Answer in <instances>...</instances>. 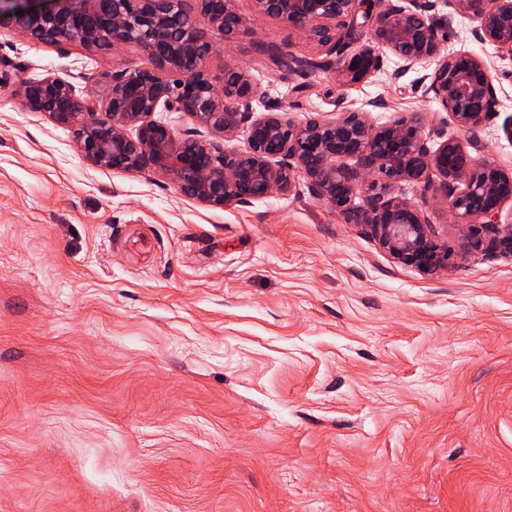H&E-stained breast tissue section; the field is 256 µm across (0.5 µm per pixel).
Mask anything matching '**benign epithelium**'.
Returning <instances> with one entry per match:
<instances>
[{
    "instance_id": "1",
    "label": "benign epithelium",
    "mask_w": 512,
    "mask_h": 512,
    "mask_svg": "<svg viewBox=\"0 0 512 512\" xmlns=\"http://www.w3.org/2000/svg\"><path fill=\"white\" fill-rule=\"evenodd\" d=\"M196 6H191L190 2ZM51 13L17 12L12 25L41 42H78L110 50L133 45L149 68L112 74L105 100L79 98L57 77L28 79L13 89L29 112H41L73 129L83 158L100 169L154 170L170 177L176 191L211 206L245 203L273 193H291L296 181L312 190L349 224H368L380 245L398 262L425 274L455 267L488 250L512 255V220L503 207L512 202V175L470 151L481 148L477 131L499 105L494 76L470 51L445 53L430 0H251L253 11L302 32L336 71L356 83L375 73L381 53L406 71L430 58L437 65L425 93L447 112L465 139L447 138L432 147L418 115L374 126L362 112L333 120L294 123L254 116L255 87L234 66L211 73L215 32L232 39L242 24L238 0H70ZM472 19V37L512 59V0H454ZM373 31L374 41L350 54L348 45ZM104 110L107 121L90 119ZM185 112L201 127L232 138L247 130L242 149L221 150L195 137H176L157 111ZM355 160L352 168L346 160ZM461 224L455 249L440 240L422 207L390 193L401 182H430Z\"/></svg>"
}]
</instances>
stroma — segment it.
<instances>
[{
  "label": "stroma",
  "instance_id": "stroma-1",
  "mask_svg": "<svg viewBox=\"0 0 512 512\" xmlns=\"http://www.w3.org/2000/svg\"><path fill=\"white\" fill-rule=\"evenodd\" d=\"M0 0V81L50 74L104 99L137 47L46 45ZM206 63L254 83L257 116L422 113L435 60L383 54L356 84L256 15ZM448 52L481 56L500 106L479 160L512 172V61L434 0ZM437 234V184L403 183ZM0 512H512V256L427 275L299 179L226 207L165 175L92 167L71 130L0 91Z\"/></svg>",
  "mask_w": 512,
  "mask_h": 512
}]
</instances>
